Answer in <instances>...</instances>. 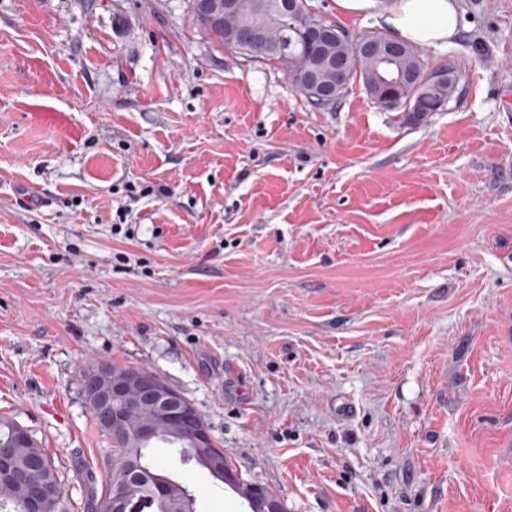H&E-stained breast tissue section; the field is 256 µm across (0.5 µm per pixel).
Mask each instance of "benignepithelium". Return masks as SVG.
Instances as JSON below:
<instances>
[{"mask_svg":"<svg viewBox=\"0 0 512 512\" xmlns=\"http://www.w3.org/2000/svg\"><path fill=\"white\" fill-rule=\"evenodd\" d=\"M202 19L209 22L222 15L236 20L233 35L242 42L256 44L264 40L265 29L260 22L252 20L254 15H265L269 9L294 10V0H193ZM357 52L379 59V82L392 86L404 78L394 70L397 50H380L375 43L363 40ZM348 64L345 59L323 55L315 68L307 70L308 83L316 89V95L324 100H333L347 87ZM82 398L85 406L94 411L99 425L115 441L131 438L140 444L156 440L164 434L181 432L186 423L195 417V408L157 374L141 369L127 368L121 372L112 370L109 364H95L85 370L81 379ZM149 413L148 421L132 427L131 421L141 411ZM192 448L214 474L225 481L238 478L233 471H225L209 428L196 423L190 436ZM10 453L0 448V477L10 479L22 487L24 497L32 502L33 512H43L40 505L51 498L55 491L50 484L36 475L38 465L31 472H18L10 468ZM158 496L136 498L115 496L113 512H143L145 509L158 512L165 506L169 492V479L160 477Z\"/></svg>","mask_w":512,"mask_h":512,"instance_id":"7a95c632","label":"benign epithelium"}]
</instances>
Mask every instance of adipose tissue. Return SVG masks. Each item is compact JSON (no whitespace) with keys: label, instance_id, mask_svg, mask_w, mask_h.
Wrapping results in <instances>:
<instances>
[{"label":"adipose tissue","instance_id":"ef3b65f1","mask_svg":"<svg viewBox=\"0 0 512 512\" xmlns=\"http://www.w3.org/2000/svg\"><path fill=\"white\" fill-rule=\"evenodd\" d=\"M338 8L384 24L392 37L421 47L451 45L461 24L457 0H336Z\"/></svg>","mask_w":512,"mask_h":512}]
</instances>
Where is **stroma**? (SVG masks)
<instances>
[{
	"instance_id": "stroma-1",
	"label": "stroma",
	"mask_w": 512,
	"mask_h": 512,
	"mask_svg": "<svg viewBox=\"0 0 512 512\" xmlns=\"http://www.w3.org/2000/svg\"><path fill=\"white\" fill-rule=\"evenodd\" d=\"M459 5L424 51L457 89L414 124L358 81L313 107L190 0H0V415L73 498L108 481L79 381L106 363L286 512H512V0Z\"/></svg>"
}]
</instances>
